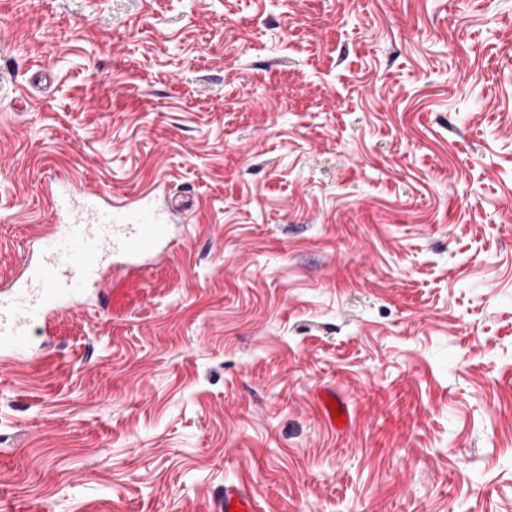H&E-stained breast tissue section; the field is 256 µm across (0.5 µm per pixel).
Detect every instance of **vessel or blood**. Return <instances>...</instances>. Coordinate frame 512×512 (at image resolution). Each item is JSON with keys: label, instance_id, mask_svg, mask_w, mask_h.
Returning <instances> with one entry per match:
<instances>
[{"label": "vessel or blood", "instance_id": "1", "mask_svg": "<svg viewBox=\"0 0 512 512\" xmlns=\"http://www.w3.org/2000/svg\"><path fill=\"white\" fill-rule=\"evenodd\" d=\"M51 229L36 260L0 283V352L25 356L33 336L48 332L60 310L75 305L90 284L112 271L140 273L165 257L173 219L145 201L70 188L52 197ZM225 508L260 512L255 494L242 485L224 488Z\"/></svg>", "mask_w": 512, "mask_h": 512}]
</instances>
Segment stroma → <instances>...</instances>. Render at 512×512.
<instances>
[{"instance_id": "obj_1", "label": "stroma", "mask_w": 512, "mask_h": 512, "mask_svg": "<svg viewBox=\"0 0 512 512\" xmlns=\"http://www.w3.org/2000/svg\"><path fill=\"white\" fill-rule=\"evenodd\" d=\"M53 172L187 232L0 360V512H512V0H0V282ZM329 399H332L336 402V405H338V408L340 409V413L344 414V421L340 422L336 421L333 412L330 409L329 406ZM320 403H321V410L324 418L327 420L329 425L333 428H337L339 430H344L349 428L350 426V416L346 410L345 403L343 400L336 395V393L333 392H326L323 395L320 396ZM236 506L239 512H260L255 494L243 485L230 484L224 487V512Z\"/></svg>"}]
</instances>
